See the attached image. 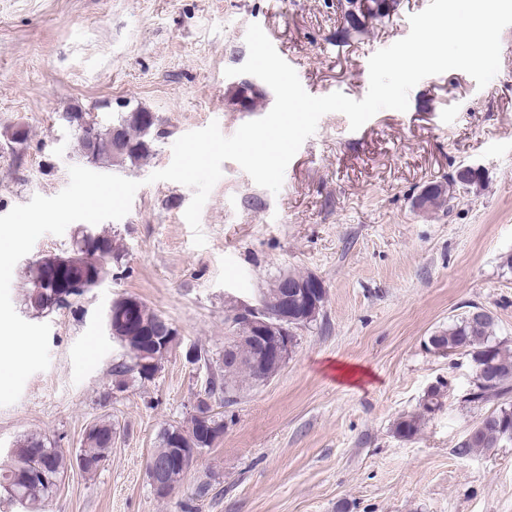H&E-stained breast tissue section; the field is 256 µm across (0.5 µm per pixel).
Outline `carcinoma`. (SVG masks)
<instances>
[{"instance_id":"carcinoma-1","label":"carcinoma","mask_w":512,"mask_h":512,"mask_svg":"<svg viewBox=\"0 0 512 512\" xmlns=\"http://www.w3.org/2000/svg\"><path fill=\"white\" fill-rule=\"evenodd\" d=\"M398 6V0H343L338 4L347 28L360 30L367 19L383 18ZM262 92L249 79L239 82L236 91V103L243 108L252 110ZM63 119L75 127L78 132L79 144L83 157L93 158L98 163L104 158L119 163H136L153 151L154 144L160 133L156 122H138L133 113L120 112L111 124L103 126L90 111L72 108L63 113ZM480 180V175L470 173L463 179L452 178L446 185H438L436 192L428 199L429 205L441 207L447 199L453 198L456 186L470 185ZM97 240L86 244L84 254L98 256L103 265H108L112 254L118 246L112 235L96 234ZM39 274L30 269L27 271V289L24 295L26 308L35 315H42L58 307L53 289L38 283ZM267 312L277 311L282 303L279 279L272 280L261 290ZM132 313L131 323L123 329L120 342L125 348L130 363L121 362L114 366L113 372L121 377L129 372L138 374L144 380L151 375L138 369V360L146 357L147 339L162 332L167 319L150 308L146 303L133 296L121 298ZM236 335L244 341L241 354L244 360L240 363L224 364V371L211 377L205 389V396L211 399L219 394L224 395V402L230 404L239 397L244 387L258 381L275 376L283 363L268 360L263 350L268 345L279 342L278 336L264 338L255 335L251 321L236 314L232 308L225 316ZM427 348L437 354L450 356L462 354L467 356L473 366V378L464 402L475 407L495 403L497 407L482 415L469 430L466 438L459 444V452L490 450L501 441V429L507 425L512 427V350L496 339L495 318L487 314L486 319L479 322L470 320V312L448 324L428 338ZM167 353L160 350L151 352L146 357L162 363ZM447 394V384L439 382L427 391L422 411L404 414L396 420L394 432L403 439H411L421 430L424 418L443 407V399ZM174 427L163 429L158 445L153 453L162 457L176 456L182 449L171 447L169 433ZM112 448V422L100 421L85 434L83 448L79 454L71 456L62 448H51L44 440L28 436L16 442L12 450L8 467L0 468V488L13 498H21L24 502L44 501L54 492L58 481L72 463L81 465L87 475H93L107 457Z\"/></svg>"}]
</instances>
